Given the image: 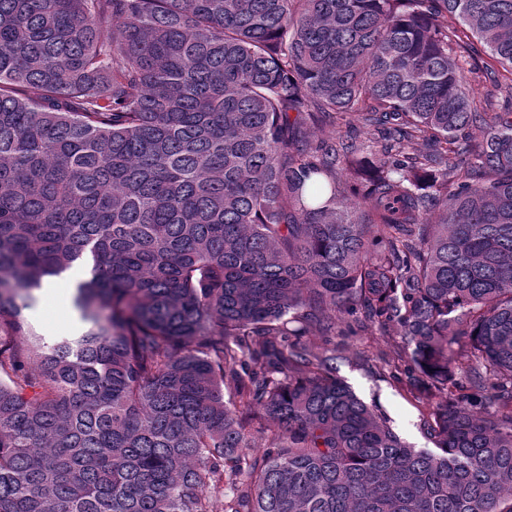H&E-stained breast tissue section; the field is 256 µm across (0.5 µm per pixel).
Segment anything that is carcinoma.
Masks as SVG:
<instances>
[{"label":"carcinoma","instance_id":"1","mask_svg":"<svg viewBox=\"0 0 512 512\" xmlns=\"http://www.w3.org/2000/svg\"><path fill=\"white\" fill-rule=\"evenodd\" d=\"M472 37L512 73V0H0V512H512V114ZM344 320L396 327L433 447L336 375ZM78 277L80 278L81 274L77 271L68 276L50 279L61 293L54 311L48 308L45 289L42 288L36 292L38 302L32 310L28 311V316L37 334L52 337L72 335L77 331L78 323L72 296Z\"/></svg>","mask_w":512,"mask_h":512}]
</instances>
